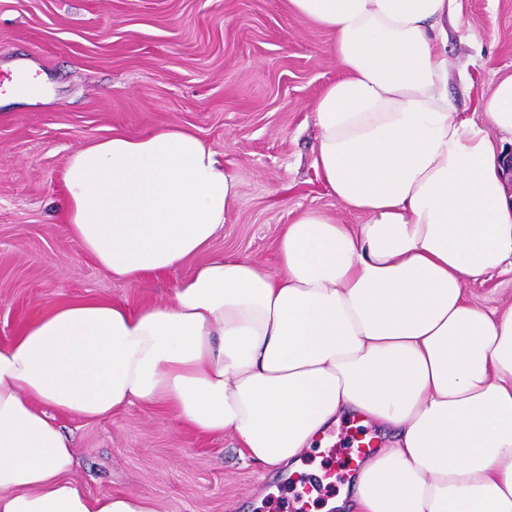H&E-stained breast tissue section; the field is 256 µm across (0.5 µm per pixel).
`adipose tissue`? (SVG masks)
<instances>
[{"mask_svg":"<svg viewBox=\"0 0 512 512\" xmlns=\"http://www.w3.org/2000/svg\"><path fill=\"white\" fill-rule=\"evenodd\" d=\"M289 5L333 37L342 74L314 107L313 167L362 223L303 211L272 275L208 255L239 184L192 130L74 149L64 222L114 278L206 259L167 301L52 304L0 344V512H157L145 494H89L55 420L136 403L267 470H300L357 413L389 438L328 512H512V302L468 289L512 272V76L480 98L486 123L457 111L447 25L460 0Z\"/></svg>","mask_w":512,"mask_h":512,"instance_id":"ef3b65f1","label":"adipose tissue"}]
</instances>
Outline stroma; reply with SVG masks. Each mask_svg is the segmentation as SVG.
<instances>
[{
  "instance_id": "stroma-1",
  "label": "stroma",
  "mask_w": 512,
  "mask_h": 512,
  "mask_svg": "<svg viewBox=\"0 0 512 512\" xmlns=\"http://www.w3.org/2000/svg\"><path fill=\"white\" fill-rule=\"evenodd\" d=\"M462 19L448 31V96L481 122L479 97L512 75V0H462ZM330 42L286 0H0V76L23 63L43 87L31 99L0 94V343L51 303L165 300L199 264L130 285L62 223L70 153L115 131L185 127L234 170L239 198L211 253L240 252L272 273L299 212L361 223L312 166L314 105L340 74ZM59 421L79 448L73 476L94 494H147L158 512H281L294 496L276 471L257 499L258 465L227 440L180 428L160 405ZM353 432L342 419L301 460V481L321 487L317 505L350 479Z\"/></svg>"
}]
</instances>
